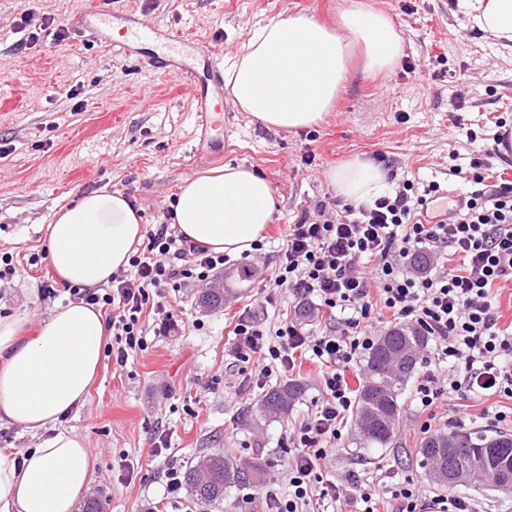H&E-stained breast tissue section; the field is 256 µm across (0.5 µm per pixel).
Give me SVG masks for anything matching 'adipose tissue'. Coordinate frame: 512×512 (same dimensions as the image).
Instances as JSON below:
<instances>
[{"label": "adipose tissue", "instance_id": "adipose-tissue-1", "mask_svg": "<svg viewBox=\"0 0 512 512\" xmlns=\"http://www.w3.org/2000/svg\"><path fill=\"white\" fill-rule=\"evenodd\" d=\"M462 6L512 55V0ZM400 42L391 18L363 0H349L335 30L282 14L254 30L225 69V85L239 111L264 127L308 128L330 112L355 48L365 70L384 72L395 67ZM329 181L339 196L366 202L388 187L380 166L360 158L331 171ZM276 210L265 179L227 164L183 180L168 221L190 242L236 255L261 238ZM143 233L142 213L123 193L85 194L48 224V262L59 281L99 288L128 267ZM109 334L100 310L76 302L56 306L38 325L22 309L0 314V428H20L35 442L17 455L0 451V512H75L95 462L85 440L57 423L86 402Z\"/></svg>", "mask_w": 512, "mask_h": 512}]
</instances>
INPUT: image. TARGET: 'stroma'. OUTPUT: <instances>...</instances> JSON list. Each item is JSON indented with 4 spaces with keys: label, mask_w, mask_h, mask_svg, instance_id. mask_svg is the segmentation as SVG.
<instances>
[{
    "label": "stroma",
    "mask_w": 512,
    "mask_h": 512,
    "mask_svg": "<svg viewBox=\"0 0 512 512\" xmlns=\"http://www.w3.org/2000/svg\"><path fill=\"white\" fill-rule=\"evenodd\" d=\"M93 2L0 0V143L9 148L0 157V304L29 310L37 322L48 317L54 303L41 297L53 274L43 257L46 226L82 194L121 191L149 228L161 222L184 179L227 164L252 168L271 184L278 210L262 254L230 257L225 270L251 266L253 281L215 309L198 305L199 286L167 290L179 311L177 327L148 336L126 364L103 354L86 403L59 426L84 438L95 456L88 495L106 512H190L188 496H164L165 459L197 460L224 448L243 459L262 455L264 492L286 494L283 445L320 396L317 366L298 360L292 378L303 393L289 415L258 418L247 385L224 373L236 316L245 312L270 324L288 310L284 299L267 308L258 303L283 233L303 210L335 198L328 174L350 159L381 160L393 189L410 180L466 193L470 185L452 173L450 156L469 157L476 145L454 124L464 121L483 139L501 119L512 133V58L485 33L470 34L460 0H367L389 14L401 35L393 70L365 73L361 54H354L331 112L296 131L267 129L223 98L224 153L205 160L192 151L197 118L184 75L103 53L74 32L77 16ZM120 6L188 34L228 64L257 25L300 12L335 28L346 0H121ZM29 12L72 28L71 37L59 44L27 41L20 19ZM418 371L403 395L399 443L358 447L353 423H345L326 461L329 476L387 471L436 495L417 454L428 419L414 401L426 365ZM158 431L168 441L163 458L152 445Z\"/></svg>",
    "instance_id": "1"
}]
</instances>
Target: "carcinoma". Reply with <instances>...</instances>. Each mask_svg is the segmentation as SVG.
Segmentation results:
<instances>
[{"label":"carcinoma","instance_id":"cac0c4a2","mask_svg":"<svg viewBox=\"0 0 512 512\" xmlns=\"http://www.w3.org/2000/svg\"><path fill=\"white\" fill-rule=\"evenodd\" d=\"M230 294L228 288H207L198 303L219 307ZM427 343L419 329L398 324L380 336L365 357V381L356 403L355 425L361 444L366 448H390L398 435L402 395L408 380L416 372L420 355ZM303 391L302 385L286 381L262 395L257 411L262 416L278 417L292 409ZM453 451L457 460L470 467H499L506 464L512 472V433L485 430L439 428L421 440L422 461ZM192 500L202 507L224 506L235 512L237 502L231 491L262 488L266 481V461L261 456L241 461L229 449L211 451L201 462L185 469L182 475Z\"/></svg>","mask_w":512,"mask_h":512}]
</instances>
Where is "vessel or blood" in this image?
Returning a JSON list of instances; mask_svg holds the SVG:
<instances>
[{
	"mask_svg": "<svg viewBox=\"0 0 512 512\" xmlns=\"http://www.w3.org/2000/svg\"><path fill=\"white\" fill-rule=\"evenodd\" d=\"M79 24L101 38L105 50L115 54H132L138 52L143 42L158 41L154 67L174 70L190 80L189 93L198 115L195 154L222 150V143L213 136L221 117L209 104L211 89L224 84V69L215 50L200 46L187 35L163 30L160 25L126 14L117 6L87 8L80 15Z\"/></svg>",
	"mask_w": 512,
	"mask_h": 512,
	"instance_id": "b4317fda",
	"label": "vessel or blood"
}]
</instances>
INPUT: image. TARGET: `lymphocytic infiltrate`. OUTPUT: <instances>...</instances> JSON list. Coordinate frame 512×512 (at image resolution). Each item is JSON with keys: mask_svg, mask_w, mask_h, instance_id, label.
<instances>
[{"mask_svg": "<svg viewBox=\"0 0 512 512\" xmlns=\"http://www.w3.org/2000/svg\"><path fill=\"white\" fill-rule=\"evenodd\" d=\"M498 153L491 146L470 157L473 189L464 199L449 201L448 216L439 223L421 220L439 185L417 192L407 183L370 204L345 203L333 211L318 202L287 226L264 301L270 305L287 296L295 310L326 312L329 324L314 332L295 315L270 326L239 315L225 365L259 388L271 376L292 374L297 357L318 368L321 398L288 432V493L276 498L275 512H327L336 504L353 512H471L465 498H429L407 480L375 476L364 485L353 473L344 481L329 478L323 462L355 403L346 373L370 349L371 329L386 311L415 323L433 341L437 361L459 372L451 379L428 371L415 392L420 411L433 413L463 398L512 400V329L500 327L492 296L497 281L512 278V181H487ZM421 249L433 255L434 267L402 269L401 260ZM224 263V255L189 243L163 221L132 255L133 274L114 275L106 288L64 290L48 281L42 297L65 292L105 309L115 338L112 354L123 364L146 343V315L174 325L177 314L164 299L166 289L209 282Z\"/></svg>", "mask_w": 512, "mask_h": 512, "instance_id": "lymphocytic-infiltrate-1", "label": "lymphocytic infiltrate"}]
</instances>
